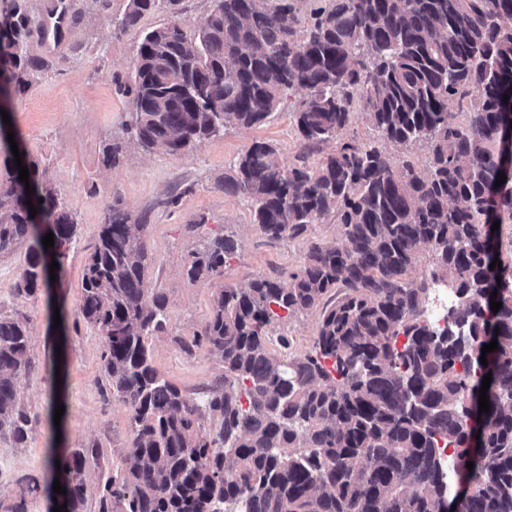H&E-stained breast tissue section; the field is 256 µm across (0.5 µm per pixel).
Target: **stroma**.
Returning <instances> with one entry per match:
<instances>
[{
    "label": "stroma",
    "instance_id": "obj_1",
    "mask_svg": "<svg viewBox=\"0 0 512 512\" xmlns=\"http://www.w3.org/2000/svg\"><path fill=\"white\" fill-rule=\"evenodd\" d=\"M128 3L25 0L32 32L23 52L43 66L32 74L25 91L12 94L10 130L37 163L39 181L52 186L71 215L76 234L63 272L47 295L28 297L15 291L26 264V247L0 255V314L28 318L36 354V369L22 382L20 392L37 422L25 447L0 439V502L5 504L16 497L19 479L33 476L44 484L53 480L46 460L57 442V428L48 415L57 361H64L67 377L66 447L101 443L100 468L108 469L120 465L125 454L128 411L104 396L102 341L79 314L83 265L111 207L145 219L152 257L145 286L165 294L169 311L165 332L151 340L154 365L165 379L196 398L224 368L215 356L203 350L185 353L181 344L204 327L215 289L241 285L259 275L287 277L301 265L311 244L333 243L340 230L331 217L314 225L305 237L269 240L254 224L247 199L222 188L234 160L254 141L273 142L279 157L290 162L301 154L288 103L259 127L226 130L182 154L125 147L118 165L106 162V147L126 140L124 125L131 107L116 81L132 75L143 33L176 22L194 34L212 8V0H182L179 15L159 9L146 14L135 29L120 33L114 22ZM196 223L203 234L227 230L239 240L223 276L195 282L186 278L184 265L198 236L186 227ZM58 308L66 318L62 331L53 327Z\"/></svg>",
    "mask_w": 512,
    "mask_h": 512
}]
</instances>
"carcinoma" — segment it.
<instances>
[{
	"instance_id": "obj_1",
	"label": "carcinoma",
	"mask_w": 512,
	"mask_h": 512,
	"mask_svg": "<svg viewBox=\"0 0 512 512\" xmlns=\"http://www.w3.org/2000/svg\"><path fill=\"white\" fill-rule=\"evenodd\" d=\"M180 2L130 0L116 28L161 7L177 14ZM297 12L296 0H213L192 37L176 23L146 32L125 86L126 144L181 154L262 125L298 91L306 147L333 141L357 98L402 151L345 141L312 166L256 141L234 161L224 191L250 198L266 236L301 237L334 214L340 238L311 245L286 283L262 275L217 289L210 318L183 345L224 364L203 400L153 364L150 339L165 331L168 301L144 286L146 225L110 210L82 270L80 312L102 337L104 391L128 409L130 437L121 465L100 471L94 512H448L446 448L456 469L474 463L459 512H512V261L501 256L502 230L491 229L512 224V171L499 156L512 113V0H327L302 29ZM30 33L23 0H11L0 14V74L16 91L39 69L22 52ZM452 100L469 103L467 122L448 112ZM417 144L422 166L409 153ZM0 154V254L30 243L17 292H48L42 259L55 255L62 271L76 226L39 186L33 161L28 184L42 203L32 217L8 141ZM423 247L432 264L416 277ZM237 249L234 233L212 234L189 252L187 279L223 275ZM439 283L455 295L442 331L423 319ZM317 308L311 349L291 352L275 328ZM35 366L27 317L0 315V437L18 448L33 423L19 384ZM100 448L50 454L64 512H85L84 472ZM39 491L20 479L6 512H27Z\"/></svg>"
}]
</instances>
